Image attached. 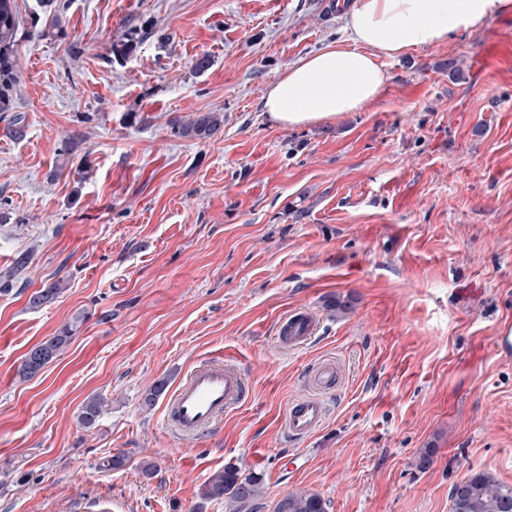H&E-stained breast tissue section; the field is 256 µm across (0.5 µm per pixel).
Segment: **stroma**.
<instances>
[{
	"instance_id": "stroma-1",
	"label": "stroma",
	"mask_w": 512,
	"mask_h": 512,
	"mask_svg": "<svg viewBox=\"0 0 512 512\" xmlns=\"http://www.w3.org/2000/svg\"><path fill=\"white\" fill-rule=\"evenodd\" d=\"M60 2L16 0L20 83L0 113V512H229L200 497L228 464L261 475L270 508L314 492L327 512H449L471 472L512 484V355L495 345L512 329V69L484 59L512 15L385 60L362 111L290 128L261 99L345 39L326 0ZM132 33L136 51L108 61ZM197 112L220 113V132L175 134ZM337 298L350 311H330ZM298 308L318 326L279 349ZM79 315L20 379L26 352ZM218 355L248 397L177 439L143 398ZM326 359L342 368L333 413L288 440L283 409ZM93 395L106 407L86 429ZM74 330L75 329L72 328V325L66 326L50 339L43 341L33 347L31 352L36 350L42 351L44 357L39 363H35L29 356V351L26 354L19 370L20 378L27 380L35 377L46 364L53 360L58 355V353L70 343L74 335Z\"/></svg>"
}]
</instances>
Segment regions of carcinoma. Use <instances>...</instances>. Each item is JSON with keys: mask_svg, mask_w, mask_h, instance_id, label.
Here are the masks:
<instances>
[{"mask_svg": "<svg viewBox=\"0 0 512 512\" xmlns=\"http://www.w3.org/2000/svg\"><path fill=\"white\" fill-rule=\"evenodd\" d=\"M20 17L15 0H0V112H8L14 105L15 89L20 76L17 70ZM136 48L132 37L114 41L108 48V56L126 58ZM223 125L222 115L216 112H198L192 118L174 123V131L181 137L209 139ZM63 285L58 282L30 295L28 305L39 308L61 293ZM74 329L64 327L50 339L33 347L43 353L36 363L25 356L19 376L23 380L35 377L38 372L70 343ZM105 401L99 397L88 399L79 413V422L84 428L94 427L103 413ZM262 477L258 474H242L235 466H226L215 472L201 489L204 499L226 497L235 506L236 512H262L264 504ZM273 512H326V503L316 493H291L281 498ZM450 512H512V485L501 482L493 474L478 471L465 481L455 485L451 494Z\"/></svg>", "mask_w": 512, "mask_h": 512, "instance_id": "carcinoma-1", "label": "carcinoma"}]
</instances>
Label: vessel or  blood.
Masks as SVG:
<instances>
[{
	"label": "vessel or blood",
	"instance_id": "obj_1",
	"mask_svg": "<svg viewBox=\"0 0 512 512\" xmlns=\"http://www.w3.org/2000/svg\"><path fill=\"white\" fill-rule=\"evenodd\" d=\"M315 329V317L305 310L284 318L278 340L283 348L297 349ZM311 391L284 408L282 428L289 439L303 440L319 432L330 412L324 397L336 385V366L322 362L309 379ZM247 384L241 372L223 357L198 364L170 394L163 423L172 435L192 440L219 425L225 414L244 402Z\"/></svg>",
	"mask_w": 512,
	"mask_h": 512
}]
</instances>
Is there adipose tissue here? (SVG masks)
<instances>
[{
	"label": "adipose tissue",
	"mask_w": 512,
	"mask_h": 512,
	"mask_svg": "<svg viewBox=\"0 0 512 512\" xmlns=\"http://www.w3.org/2000/svg\"><path fill=\"white\" fill-rule=\"evenodd\" d=\"M512 14V0H351L344 41L292 63L266 89L263 111L281 127L358 112L379 95L383 62L478 31Z\"/></svg>",
	"instance_id": "ef3b65f1"
}]
</instances>
